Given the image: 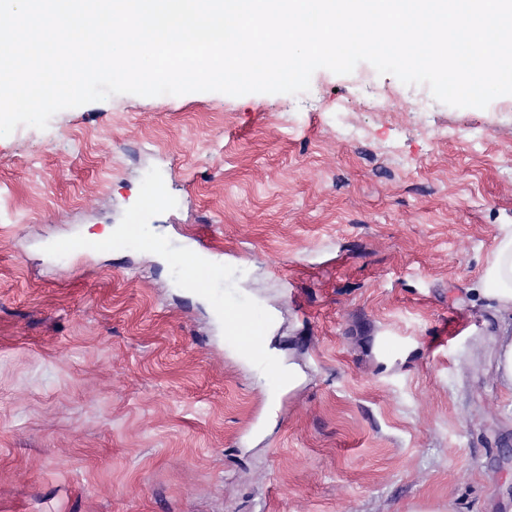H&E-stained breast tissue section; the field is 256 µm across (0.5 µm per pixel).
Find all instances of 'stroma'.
<instances>
[{
    "label": "stroma",
    "instance_id": "1",
    "mask_svg": "<svg viewBox=\"0 0 512 512\" xmlns=\"http://www.w3.org/2000/svg\"><path fill=\"white\" fill-rule=\"evenodd\" d=\"M398 91L383 108L365 99ZM237 270L305 374L273 393L204 298L108 237ZM512 232V95L455 108L363 62L307 93L116 95L0 138V512H512V393L478 295ZM410 359L385 368L378 340Z\"/></svg>",
    "mask_w": 512,
    "mask_h": 512
}]
</instances>
